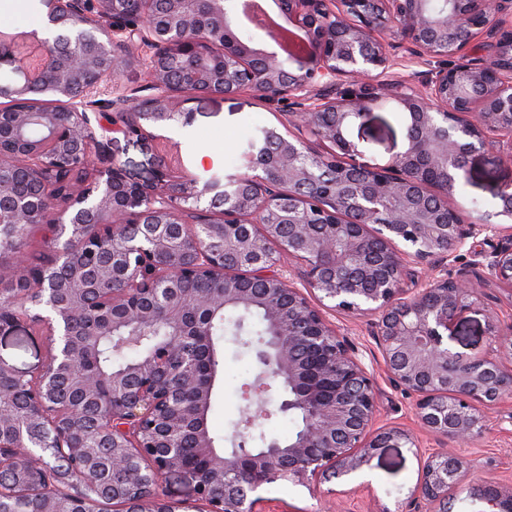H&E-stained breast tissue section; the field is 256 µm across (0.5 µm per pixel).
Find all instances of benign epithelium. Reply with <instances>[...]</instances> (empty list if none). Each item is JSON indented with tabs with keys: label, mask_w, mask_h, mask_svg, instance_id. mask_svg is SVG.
<instances>
[{
	"label": "benign epithelium",
	"mask_w": 512,
	"mask_h": 512,
	"mask_svg": "<svg viewBox=\"0 0 512 512\" xmlns=\"http://www.w3.org/2000/svg\"><path fill=\"white\" fill-rule=\"evenodd\" d=\"M43 52L15 55L0 31V227L49 224L48 238L65 234L77 288L51 287L53 309L35 325L48 340L58 377L83 400L57 403L43 371L30 375L0 356V378L24 383L27 428L15 430L16 410L0 404V471L20 456L28 467L16 485L38 494L35 512H59L62 498L77 512H98L110 498L119 512H258V491L278 480L308 485L347 482L369 467L378 448L414 445L400 427L376 428L372 375L347 340L300 289L274 271L284 257L305 263L303 277L319 303L374 316L371 334L392 383L416 396L415 416L429 433L471 442L485 431L484 410L512 398V322L488 321L491 352L464 357L448 350L457 315L486 288L512 298V225L485 224L452 203L477 147L498 136L501 159L512 162V0H450L435 12L430 0H276L295 30L259 40L242 37L239 12L228 0H44ZM398 39L415 54L454 58L421 86L381 83ZM480 42L488 62L469 57ZM146 65L154 93L118 87L102 98L104 80ZM250 92L268 106L291 102L289 124L267 130L244 155V171L203 183L162 172L130 182L115 162L117 135L191 123L184 105L197 94ZM385 100L409 113L407 148L384 166L359 163L346 137L350 121ZM37 121L46 137L26 135ZM320 154L331 180L304 164ZM90 161L89 175L63 173ZM24 170L39 192L32 206L4 210ZM487 233L497 242L477 254L473 269L452 279L419 278L418 269L456 257ZM206 273L215 288L185 304L174 295L172 272ZM26 297L46 289L29 267L17 268ZM99 279L112 294L87 301ZM94 308L103 330L162 317L173 339L130 369L112 375V390H134L112 401L78 351L71 328ZM264 311L269 342L265 377L288 386L282 410L309 414L286 448L215 451L202 430L197 446L204 473L170 463L184 417L174 396L198 393L201 411L211 392L194 372L173 370L186 336L207 343V322L228 308ZM31 332L22 314L0 317V334ZM112 409V457L85 451L75 420ZM472 468L451 451L429 454L412 491L413 512H446L450 491ZM185 480L193 501L171 502L172 476ZM495 512H512V485L480 480L472 487Z\"/></svg>",
	"instance_id": "obj_1"
}]
</instances>
